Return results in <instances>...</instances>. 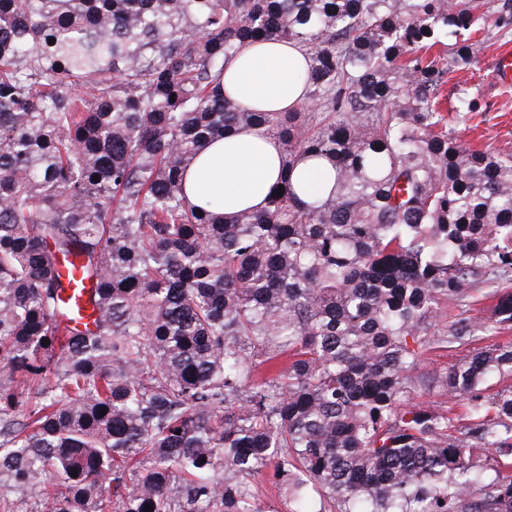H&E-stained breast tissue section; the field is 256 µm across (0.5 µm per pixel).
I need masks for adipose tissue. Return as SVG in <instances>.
I'll use <instances>...</instances> for the list:
<instances>
[{
  "label": "adipose tissue",
  "mask_w": 512,
  "mask_h": 512,
  "mask_svg": "<svg viewBox=\"0 0 512 512\" xmlns=\"http://www.w3.org/2000/svg\"><path fill=\"white\" fill-rule=\"evenodd\" d=\"M310 59L303 47L288 40L249 43L224 63L225 96L263 112H291L306 100L303 75ZM290 180L300 197L332 186L330 165L295 162L282 166L278 143L256 129L243 130L207 143L190 161L185 173L192 204L218 201L225 216L264 209L281 180Z\"/></svg>",
  "instance_id": "obj_1"
}]
</instances>
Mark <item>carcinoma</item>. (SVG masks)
Here are the masks:
<instances>
[{
	"mask_svg": "<svg viewBox=\"0 0 512 512\" xmlns=\"http://www.w3.org/2000/svg\"><path fill=\"white\" fill-rule=\"evenodd\" d=\"M487 5L0 0V512H265L268 469L293 512H512V343L445 374L466 422L411 402L432 346L512 323V152L439 96ZM271 37L311 55L292 112L221 87ZM246 128L328 161L327 195L191 204L189 161ZM482 288L495 318L447 320Z\"/></svg>",
	"mask_w": 512,
	"mask_h": 512,
	"instance_id": "obj_1",
	"label": "carcinoma"
}]
</instances>
